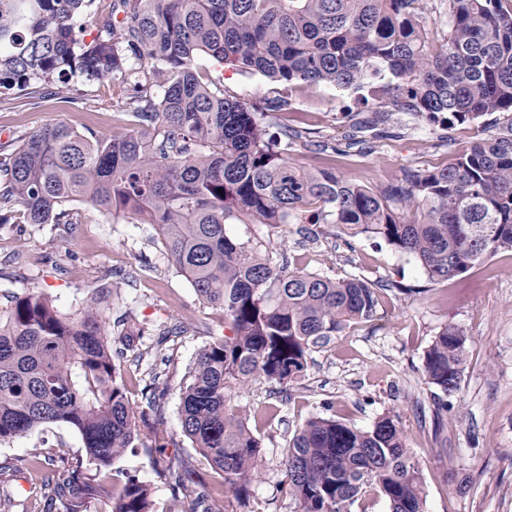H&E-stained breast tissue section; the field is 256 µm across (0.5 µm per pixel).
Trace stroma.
Listing matches in <instances>:
<instances>
[{"label":"stroma","instance_id":"35a3bbf8","mask_svg":"<svg viewBox=\"0 0 512 512\" xmlns=\"http://www.w3.org/2000/svg\"><path fill=\"white\" fill-rule=\"evenodd\" d=\"M199 71L225 93L246 103L287 97L288 110L266 113L271 131L300 133L291 162L329 166L358 183H391L403 168L442 167L467 150L476 135L502 126V113L457 122L441 140L440 127L400 112L349 147L356 122L386 100L370 89L339 90L265 77L203 57ZM125 85L89 84L72 77L44 89L37 108L26 93L0 96V154L47 124L76 131L92 128L109 137L131 129L124 110ZM75 224L0 226V296L28 290L45 294L63 312L73 311L100 288L112 291L111 320L124 318L145 329L133 342L112 338V354L134 408L154 388L158 407L149 417L167 439L168 456L195 472L185 495L173 497L170 482L139 448L127 449L112 469L150 484L154 512H190L197 493L222 487L215 471L180 433L179 407L197 352L224 337L222 311L200 302L190 283L169 263L152 224L114 219L76 203ZM240 242L273 252L289 268L334 278L360 277L374 284L379 303L370 319L357 321L312 347L304 375L280 393L276 383L251 382L237 397L262 442V476L249 498L216 497L212 512H296L282 489L281 461L295 432L310 418L332 417L368 429L383 416L396 419L418 460L426 493L425 512H512V250L472 263L451 279L427 284L417 261L367 234L350 237L332 224H232ZM419 287L406 295L398 284ZM455 324L468 338L461 387L438 399L423 369L434 336ZM40 452L43 463L83 453L78 433L59 425L0 445V460Z\"/></svg>","mask_w":512,"mask_h":512}]
</instances>
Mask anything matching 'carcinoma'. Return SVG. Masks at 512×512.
<instances>
[{
	"mask_svg": "<svg viewBox=\"0 0 512 512\" xmlns=\"http://www.w3.org/2000/svg\"><path fill=\"white\" fill-rule=\"evenodd\" d=\"M0 0V90L20 91L78 74L119 80L132 94L134 129L110 137L65 125L27 134L0 157V213L22 206L26 224H74L79 202L157 226L169 262L198 299L224 312L231 335L199 350L180 404L181 432L224 474V494L242 502L259 477L260 439L233 404L261 377L288 392L308 351L349 323L370 319L377 291L364 279L288 269L236 241L228 224H334L413 256L428 281L463 273L512 249V117L433 170L406 168L375 187L329 168L290 162L296 134L271 133L261 108L202 80L196 58L272 82L361 89L374 82L392 111L447 129L456 121L512 112V14L499 0H448V33L431 41L423 0ZM91 39L85 40V33ZM100 289L70 314L43 294L5 297L0 308V445L39 429H75L85 457L60 460L34 494L82 512L103 494L111 512H153L152 488L123 474L93 485L83 466L109 471L128 448L156 464L167 445L142 435L112 359V325ZM468 337L447 325L423 368L443 394L460 388ZM43 466L0 461V512H16L4 488ZM173 489L192 470L169 462ZM298 512H350L377 489L389 512H424L419 462L397 423L367 430L308 419L282 460Z\"/></svg>",
	"mask_w": 512,
	"mask_h": 512,
	"instance_id": "cac0c4a2",
	"label": "carcinoma"
}]
</instances>
